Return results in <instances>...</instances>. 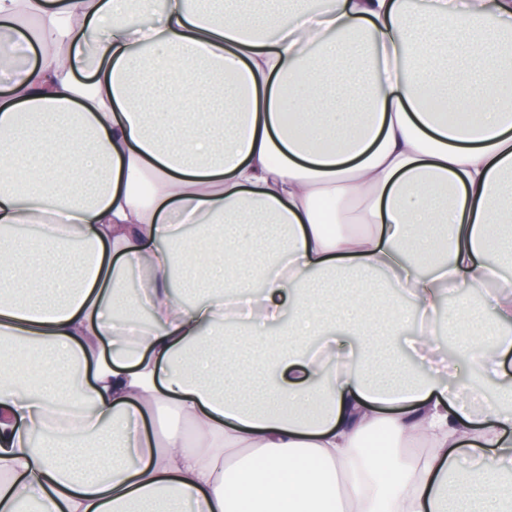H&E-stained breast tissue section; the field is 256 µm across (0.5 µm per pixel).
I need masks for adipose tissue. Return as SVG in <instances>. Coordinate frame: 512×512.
<instances>
[{
	"instance_id": "1",
	"label": "adipose tissue",
	"mask_w": 512,
	"mask_h": 512,
	"mask_svg": "<svg viewBox=\"0 0 512 512\" xmlns=\"http://www.w3.org/2000/svg\"><path fill=\"white\" fill-rule=\"evenodd\" d=\"M22 225L0 334L45 360L28 385L24 346L0 355V512H512V0H0V228ZM189 262L220 285L187 304ZM385 284L389 335L429 320L422 358L444 287L482 297L488 334L456 338L495 399L452 364L376 377ZM162 408L181 426L139 429Z\"/></svg>"
}]
</instances>
